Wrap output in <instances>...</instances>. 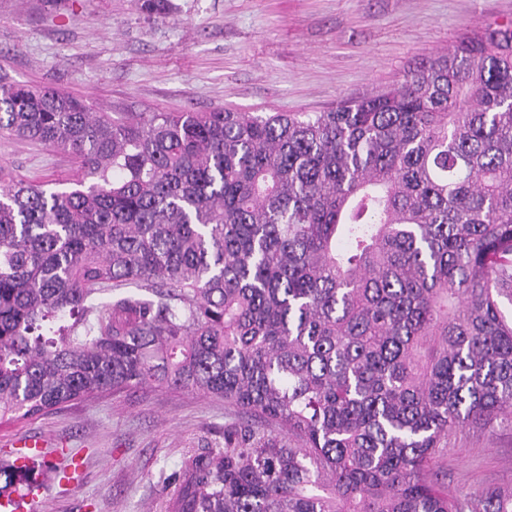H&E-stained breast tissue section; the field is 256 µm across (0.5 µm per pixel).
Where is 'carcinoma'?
<instances>
[{
    "label": "carcinoma",
    "instance_id": "1",
    "mask_svg": "<svg viewBox=\"0 0 512 512\" xmlns=\"http://www.w3.org/2000/svg\"><path fill=\"white\" fill-rule=\"evenodd\" d=\"M4 132L82 176L0 167V423L193 388L248 419L170 512H512L434 469L512 426L511 20L326 112L112 114L0 79Z\"/></svg>",
    "mask_w": 512,
    "mask_h": 512
}]
</instances>
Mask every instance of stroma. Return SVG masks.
I'll list each match as a JSON object with an SVG mask.
<instances>
[{"label": "stroma", "instance_id": "35a3bbf8", "mask_svg": "<svg viewBox=\"0 0 512 512\" xmlns=\"http://www.w3.org/2000/svg\"><path fill=\"white\" fill-rule=\"evenodd\" d=\"M509 19L512 0H0V76L112 113L321 112ZM0 165L76 173L69 155L8 135ZM239 421L200 391L143 385L0 425V460L21 437L60 443L26 479L1 473L0 495L33 493L35 512H169L186 461ZM437 467L453 493L512 485V428L457 431Z\"/></svg>", "mask_w": 512, "mask_h": 512}]
</instances>
